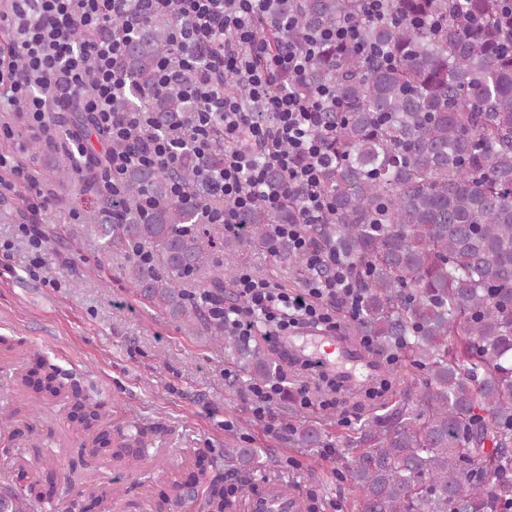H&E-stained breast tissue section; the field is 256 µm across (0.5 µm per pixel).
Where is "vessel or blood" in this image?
<instances>
[{
	"label": "vessel or blood",
	"mask_w": 512,
	"mask_h": 512,
	"mask_svg": "<svg viewBox=\"0 0 512 512\" xmlns=\"http://www.w3.org/2000/svg\"><path fill=\"white\" fill-rule=\"evenodd\" d=\"M286 343L294 352L317 356L328 370H335L340 362L347 364L344 377L349 386L362 384L371 374L373 361L369 353L349 337L309 331L287 338ZM302 509L300 494L285 493L279 484L272 482L252 494L248 503V512H302Z\"/></svg>",
	"instance_id": "1"
}]
</instances>
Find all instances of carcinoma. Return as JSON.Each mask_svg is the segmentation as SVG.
I'll return each instance as SVG.
<instances>
[{
	"instance_id": "carcinoma-1",
	"label": "carcinoma",
	"mask_w": 512,
	"mask_h": 512,
	"mask_svg": "<svg viewBox=\"0 0 512 512\" xmlns=\"http://www.w3.org/2000/svg\"><path fill=\"white\" fill-rule=\"evenodd\" d=\"M506 0H388L371 15L366 0H274L271 10L287 25L261 24L273 48L300 46L309 34L357 25L365 51L325 45L300 78L283 86L311 97L327 87L334 103L322 113L331 157L322 189L329 201L323 221L308 228L312 244L344 262L361 304L344 325L370 340L368 352L383 368L391 399L382 413L359 425L336 415V436L350 456L337 473L354 496L352 512H512V36ZM134 32L121 63L132 91L112 111L144 106L158 132L182 126L197 102L185 95V73L172 70L169 87L155 93L161 58L174 53V19L130 15ZM133 131L112 144L140 151ZM223 158L185 154L173 167H132L123 193L95 201L88 220L105 258L126 259L124 279L145 304L205 334L234 356L250 381L277 370L260 343H251L215 317L186 288L205 278L203 294L233 309L234 287L215 260L218 248H270L295 279L327 277L308 268L291 244L269 238L270 225L300 219L302 198L280 173L268 169L282 206H257L242 217L241 235L224 238L202 209L170 199L181 182L203 189V173ZM105 156L87 154L80 191L97 190ZM155 201L152 209L143 199ZM23 381L33 401L68 395L76 421L92 445L112 439L98 431L104 403L82 395L43 358ZM328 423L293 430L300 448H326ZM237 476L250 473L257 449L226 448ZM37 483L0 489V512H35ZM196 497L192 483L175 485L159 512ZM234 501L214 488L202 501L224 512Z\"/></svg>"
}]
</instances>
